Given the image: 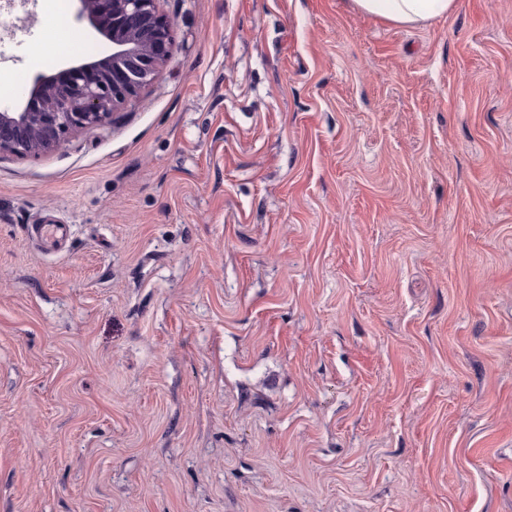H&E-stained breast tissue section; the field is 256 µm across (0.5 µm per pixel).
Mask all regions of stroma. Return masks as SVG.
I'll list each match as a JSON object with an SVG mask.
<instances>
[{"label": "stroma", "instance_id": "obj_1", "mask_svg": "<svg viewBox=\"0 0 512 512\" xmlns=\"http://www.w3.org/2000/svg\"><path fill=\"white\" fill-rule=\"evenodd\" d=\"M78 8L0 14V100L111 55ZM162 8L144 94L0 156V512H512V0ZM458 0H350L352 8L363 15L394 26H424L447 17L457 8Z\"/></svg>", "mask_w": 512, "mask_h": 512}]
</instances>
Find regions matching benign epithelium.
Listing matches in <instances>:
<instances>
[{
  "label": "benign epithelium",
  "instance_id": "benign-epithelium-1",
  "mask_svg": "<svg viewBox=\"0 0 512 512\" xmlns=\"http://www.w3.org/2000/svg\"><path fill=\"white\" fill-rule=\"evenodd\" d=\"M161 0H79V13L112 41V56L42 79L20 110L0 111V155L37 157L72 132L104 124L149 88L169 60L172 23Z\"/></svg>",
  "mask_w": 512,
  "mask_h": 512
}]
</instances>
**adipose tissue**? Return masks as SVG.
Instances as JSON below:
<instances>
[{"instance_id":"ef3b65f1","label":"adipose tissue","mask_w":512,"mask_h":512,"mask_svg":"<svg viewBox=\"0 0 512 512\" xmlns=\"http://www.w3.org/2000/svg\"><path fill=\"white\" fill-rule=\"evenodd\" d=\"M350 4L360 14L402 27L426 25L457 8V0H350Z\"/></svg>"}]
</instances>
